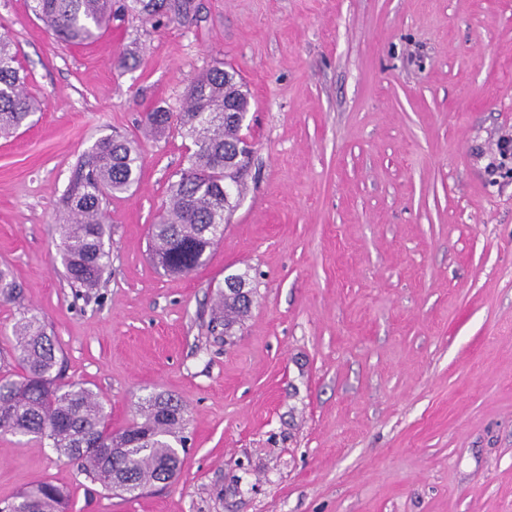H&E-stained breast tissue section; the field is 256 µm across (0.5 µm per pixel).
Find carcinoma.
Returning <instances> with one entry per match:
<instances>
[{
	"label": "carcinoma",
	"instance_id": "obj_1",
	"mask_svg": "<svg viewBox=\"0 0 512 512\" xmlns=\"http://www.w3.org/2000/svg\"><path fill=\"white\" fill-rule=\"evenodd\" d=\"M114 0H32L33 13L61 42H93L110 26ZM126 10L154 26L185 24L196 16V0H126ZM245 83L218 61L188 88L174 113L155 108L143 127L161 133L176 124L193 141L186 164L175 173L158 223L151 227L157 264L167 273L186 276L206 262L224 237L226 214L237 206L225 181L238 185L249 152L238 136L240 117L249 111ZM41 111L30 96L9 32H0V135H9ZM141 144L106 135L77 165L59 210L58 232L66 277L74 288L101 287L109 266L105 239L109 226L103 204L129 191L140 178ZM20 291L9 268H0V302L16 303ZM249 312L245 298L225 284L211 331L233 335ZM12 350L20 372L0 378V432L49 440L94 484L108 491L141 494L166 484L181 466L186 419L181 402L156 393L140 405L139 417L114 432L108 427L96 393L80 383L57 384L63 363L48 325L23 311L12 326ZM10 512H67V494L43 482L19 494Z\"/></svg>",
	"mask_w": 512,
	"mask_h": 512
}]
</instances>
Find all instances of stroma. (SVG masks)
Here are the masks:
<instances>
[{
	"mask_svg": "<svg viewBox=\"0 0 512 512\" xmlns=\"http://www.w3.org/2000/svg\"><path fill=\"white\" fill-rule=\"evenodd\" d=\"M196 2L185 26L129 15L66 45L0 0L45 103L0 138V266L111 429L163 392L190 438L175 481L134 497L2 432L0 503L49 482L68 512H512V173L491 171L512 0ZM126 50L136 68L115 66ZM217 61L250 92L253 154L223 241L174 276L149 229L188 143L143 139L142 118ZM110 134L141 140V175L107 205L104 286L78 297L57 204ZM228 270L256 294L226 340L205 324ZM19 307L0 303V376Z\"/></svg>",
	"mask_w": 512,
	"mask_h": 512,
	"instance_id": "1",
	"label": "stroma"
}]
</instances>
